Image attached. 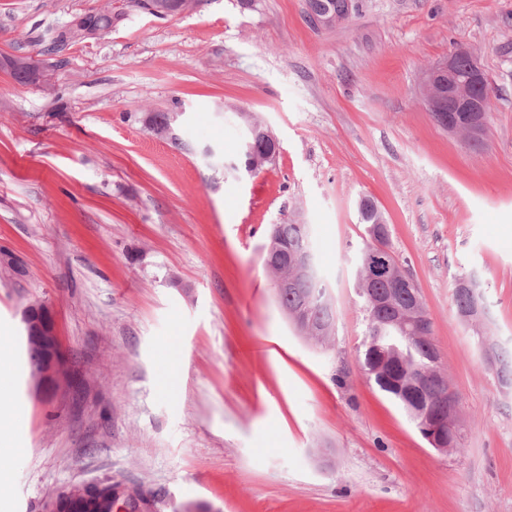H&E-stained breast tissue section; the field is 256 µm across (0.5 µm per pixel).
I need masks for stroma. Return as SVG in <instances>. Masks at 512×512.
Returning a JSON list of instances; mask_svg holds the SVG:
<instances>
[{"label":"stroma","mask_w":512,"mask_h":512,"mask_svg":"<svg viewBox=\"0 0 512 512\" xmlns=\"http://www.w3.org/2000/svg\"><path fill=\"white\" fill-rule=\"evenodd\" d=\"M113 0H0V328L13 332L21 455L6 512L109 477L153 512H512V388L458 315L476 275L489 327L512 351V0H356L334 26L308 0H199L134 12L106 35L41 40ZM469 48L494 89L481 145L439 127L424 70ZM280 144L251 177L239 111ZM150 112H177L180 144ZM372 198L421 291L465 437L431 448L359 362L354 289ZM311 228L336 308L315 345L278 303L264 263L271 225ZM52 311L68 372L37 388L24 308ZM5 64L9 67L24 70L27 71L34 80L40 79V73L37 71V69L34 66V61L31 56L27 55H16L15 57H12L10 59H7L4 61ZM24 71H10L12 76L15 80H17L20 83H27L30 82V78L28 74Z\"/></svg>","instance_id":"35a3bbf8"}]
</instances>
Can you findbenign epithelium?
<instances>
[{
  "label": "benign epithelium",
  "instance_id": "7a95c632",
  "mask_svg": "<svg viewBox=\"0 0 512 512\" xmlns=\"http://www.w3.org/2000/svg\"><path fill=\"white\" fill-rule=\"evenodd\" d=\"M194 7L192 0H158L151 7L155 15L183 13ZM351 0L339 4L329 0L324 10L312 14L313 22L325 23L331 19H345L349 16ZM9 67L28 72L33 79H40V73L27 55H17L5 60ZM490 83L473 52L458 45L448 57L429 66L424 71L421 93L424 104L434 122L450 133L460 134L471 145L483 142L486 130L487 106L486 91ZM239 117L248 127L251 136L245 142V153L250 156L245 174H253L266 163L272 162L280 151V145L269 128L242 110ZM178 115L170 114L159 125L152 115L145 118L148 128L159 138L175 137ZM266 143L264 154L254 151L256 141ZM395 256L387 246H380L367 252L358 262V279L362 286L371 289L374 306L381 305V299L399 301L393 320L404 334L411 337L427 335L428 317L417 290L412 288V279L402 270L395 268ZM267 263L270 268L281 271L274 288L280 294L297 283L310 281L318 276L314 252L304 248L288 254L268 247ZM23 323L27 333L28 351L33 373L39 384L50 391L61 386L60 372L65 361L61 354L54 320L49 308L43 304L30 305L23 311ZM414 396L415 417L419 419L420 434L436 451L444 453L455 445L458 437L457 413L458 398L446 377H432L427 371L410 386ZM437 395L448 396V428H443L431 413L430 405Z\"/></svg>",
  "mask_w": 512,
  "mask_h": 512
}]
</instances>
